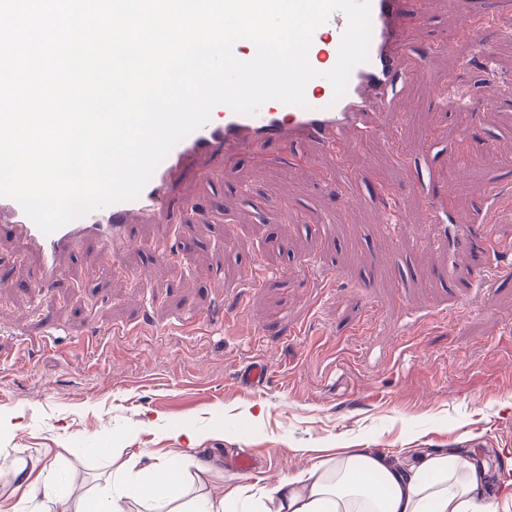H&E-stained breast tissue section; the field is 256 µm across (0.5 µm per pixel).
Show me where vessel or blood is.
I'll return each instance as SVG.
<instances>
[{
	"label": "vessel or blood",
	"instance_id": "vessel-or-blood-1",
	"mask_svg": "<svg viewBox=\"0 0 512 512\" xmlns=\"http://www.w3.org/2000/svg\"><path fill=\"white\" fill-rule=\"evenodd\" d=\"M426 5L427 0H370L369 59L353 68L342 98H334L329 81L316 78L305 109L269 101L257 113L242 115L217 106L205 125L172 148L137 199L88 213L46 234L15 199L0 196V230L21 236L40 258L38 286L46 289L61 274V257L81 243H102L116 257L137 246V225L193 222L195 207L176 206L173 197L174 186L187 175L215 179L224 167L241 158L262 159L273 143L313 144L339 163L356 147L390 144L387 118L408 98L428 60L412 31L425 18ZM348 25L343 12H332L312 34L309 60L325 53L337 56V47L326 46V38L342 37Z\"/></svg>",
	"mask_w": 512,
	"mask_h": 512
}]
</instances>
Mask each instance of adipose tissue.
Returning <instances> with one entry per match:
<instances>
[{"instance_id":"adipose-tissue-1","label":"adipose tissue","mask_w":512,"mask_h":512,"mask_svg":"<svg viewBox=\"0 0 512 512\" xmlns=\"http://www.w3.org/2000/svg\"><path fill=\"white\" fill-rule=\"evenodd\" d=\"M180 457L194 468L190 486L175 481L161 463L148 482L130 477L115 494L88 497L82 512H128V503L137 501L149 502L150 512H232L242 489L218 500L207 497L210 466L199 462L193 447L181 449ZM14 493L22 499L42 494V512H73L66 491L40 485L21 465ZM249 496L251 512H512V498L488 496L485 467L445 450L414 451L407 464L381 454L346 452Z\"/></svg>"}]
</instances>
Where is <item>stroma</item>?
Instances as JSON below:
<instances>
[{
	"label": "stroma",
	"mask_w": 512,
	"mask_h": 512,
	"mask_svg": "<svg viewBox=\"0 0 512 512\" xmlns=\"http://www.w3.org/2000/svg\"><path fill=\"white\" fill-rule=\"evenodd\" d=\"M492 6L478 0L464 20L429 0L417 43L459 34L391 116L392 150L347 157L353 198L319 190L315 147L274 144L268 162L186 177L176 199L207 201L195 223L138 225L142 248L115 265L92 245L64 256L49 290L30 286L38 257L14 265L23 245L0 235V503L40 512L10 494L22 460L47 464L79 502L130 458L142 477L161 460L181 470L191 443L216 469L212 497L273 488L350 448L475 453L493 494L512 492V15ZM468 24L500 40L492 68L466 67ZM450 80L471 105L469 131ZM380 183L402 195L400 223L371 204ZM432 210L485 223L452 254L445 225L425 224ZM164 237L172 253L149 257ZM367 252L383 260L371 276ZM452 268L465 273L454 288ZM43 310L65 330L50 344ZM258 358L274 376L244 387ZM245 450L256 471L235 468Z\"/></svg>",
	"instance_id": "1"
}]
</instances>
